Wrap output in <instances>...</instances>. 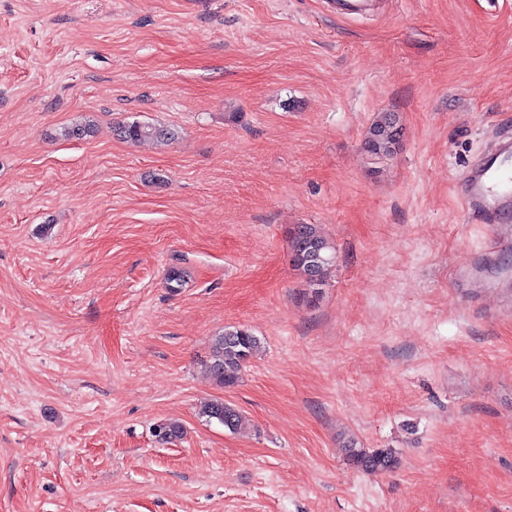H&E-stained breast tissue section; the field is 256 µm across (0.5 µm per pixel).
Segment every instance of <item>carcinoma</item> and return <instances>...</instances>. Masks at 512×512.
I'll use <instances>...</instances> for the list:
<instances>
[{"mask_svg":"<svg viewBox=\"0 0 512 512\" xmlns=\"http://www.w3.org/2000/svg\"><path fill=\"white\" fill-rule=\"evenodd\" d=\"M119 136L132 141L175 139V132L139 121L127 122L118 127ZM401 130L395 117L388 112L378 113L368 128L363 148L376 160L392 156L398 148ZM289 251L292 266L308 283L315 276L320 285H325L336 265V248L321 232L316 224H296L288 229ZM320 252V261L316 270H311L307 259V250ZM260 340L249 330L240 327H228L224 333L215 337L210 354L208 369L214 379L224 387L238 382V374L244 365L255 355ZM201 415L207 421H216L230 432L238 429L242 415L233 406L221 401H210L201 408ZM183 434L182 426L176 422H165L156 428L155 436L161 442H170ZM350 461L364 470L387 472L398 464L395 452L390 448L348 447Z\"/></svg>","mask_w":512,"mask_h":512,"instance_id":"obj_1","label":"carcinoma"}]
</instances>
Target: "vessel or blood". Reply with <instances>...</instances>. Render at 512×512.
<instances>
[{"label": "vessel or blood", "mask_w": 512, "mask_h": 512, "mask_svg": "<svg viewBox=\"0 0 512 512\" xmlns=\"http://www.w3.org/2000/svg\"><path fill=\"white\" fill-rule=\"evenodd\" d=\"M460 203L465 216L491 221L512 207V135L503 134L493 152L480 156L466 168Z\"/></svg>", "instance_id": "1"}]
</instances>
